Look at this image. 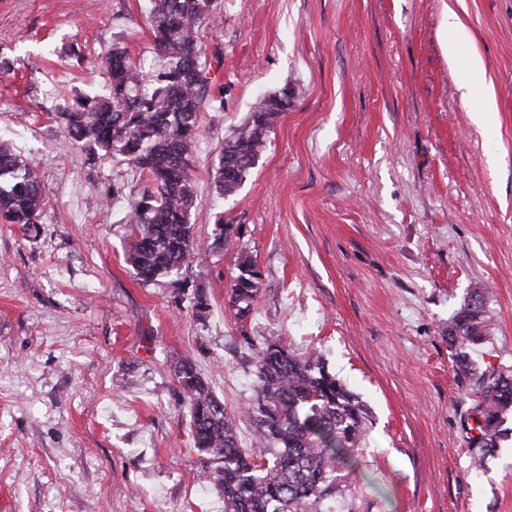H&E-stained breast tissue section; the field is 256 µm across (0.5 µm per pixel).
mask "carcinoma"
<instances>
[{
	"label": "carcinoma",
	"mask_w": 512,
	"mask_h": 512,
	"mask_svg": "<svg viewBox=\"0 0 512 512\" xmlns=\"http://www.w3.org/2000/svg\"><path fill=\"white\" fill-rule=\"evenodd\" d=\"M221 0H149L147 21L157 64L143 62L116 44L99 65L108 77L103 94L72 89L57 113L67 136L90 159L107 155L146 177L130 213L127 261L145 284L181 276L201 257L192 234L196 188L191 170L200 136V114L224 106L223 85L210 75L217 53L207 57L198 37L203 20L221 15ZM288 111V89L265 96L247 121L233 129L218 153L214 183L234 194L261 157L267 135ZM46 195L36 169L0 140V221L27 228L38 220ZM231 288L236 318L252 310L258 275L251 260L238 257ZM484 289H471L448 326V351L473 402L469 431L473 464L506 436L512 415V370L478 365L469 349L489 339ZM210 309L202 287L193 292V313ZM175 376L188 404L194 449L209 483L224 497V512H372L358 490L368 481L363 462L369 412L359 396L332 375L318 356L298 354L274 341L255 358V398L245 410L253 433L241 445L237 417L217 398L193 366L179 360Z\"/></svg>",
	"instance_id": "carcinoma-1"
}]
</instances>
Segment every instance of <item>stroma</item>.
<instances>
[{"label": "stroma", "instance_id": "stroma-1", "mask_svg": "<svg viewBox=\"0 0 512 512\" xmlns=\"http://www.w3.org/2000/svg\"><path fill=\"white\" fill-rule=\"evenodd\" d=\"M147 8L0 0V137L47 196L38 224L0 223V512H224L200 477L174 362L235 412L272 341L320 355L367 406L364 494L381 512H512V433L472 470V398L448 351L451 318L480 285L491 340L472 356L512 368V0H223L201 30L224 84L193 165L207 258L144 285L112 221L144 178L89 161L54 114L62 83L105 86L64 48L120 42L151 57ZM452 12L466 32L453 58ZM474 58L484 73L466 98ZM282 89L290 105L255 168L218 195L229 129ZM218 215L238 233L220 238ZM242 255L259 284L240 320L229 289ZM188 282L209 296L205 319Z\"/></svg>", "mask_w": 512, "mask_h": 512}]
</instances>
